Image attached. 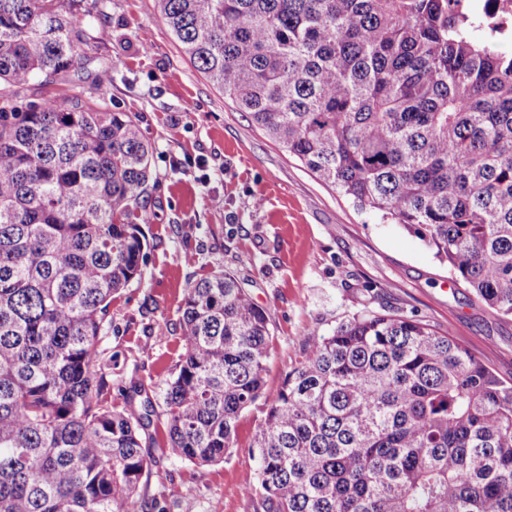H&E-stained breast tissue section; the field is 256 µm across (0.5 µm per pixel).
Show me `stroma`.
<instances>
[{
	"instance_id": "obj_1",
	"label": "stroma",
	"mask_w": 512,
	"mask_h": 512,
	"mask_svg": "<svg viewBox=\"0 0 512 512\" xmlns=\"http://www.w3.org/2000/svg\"><path fill=\"white\" fill-rule=\"evenodd\" d=\"M104 37L90 70L112 78H35L17 106L79 96L129 113L153 147L152 223L142 275L112 302L101 340L119 365L110 398L134 389L160 399V383L182 352L179 307L191 281L228 271L270 317L265 394L239 415L235 446L218 464L194 466L159 451L146 500L165 512H261L242 489L254 483L250 446L268 398L302 358L307 334L367 310L412 316L456 338L504 379H512V316L479 301L413 231L356 206L271 141L196 68L171 36L156 0H100ZM220 206H213V199Z\"/></svg>"
}]
</instances>
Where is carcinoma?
Here are the masks:
<instances>
[{
  "instance_id": "cac0c4a2",
  "label": "carcinoma",
  "mask_w": 512,
  "mask_h": 512,
  "mask_svg": "<svg viewBox=\"0 0 512 512\" xmlns=\"http://www.w3.org/2000/svg\"><path fill=\"white\" fill-rule=\"evenodd\" d=\"M157 2L272 141L512 315V53L453 0ZM98 39L86 0H0V512H144L155 403L102 399L100 343L141 276L152 148L98 102L7 111ZM180 311L167 446L211 465L263 394L270 318L226 271ZM251 453L263 512H512V380L419 319L366 311L309 331Z\"/></svg>"
}]
</instances>
